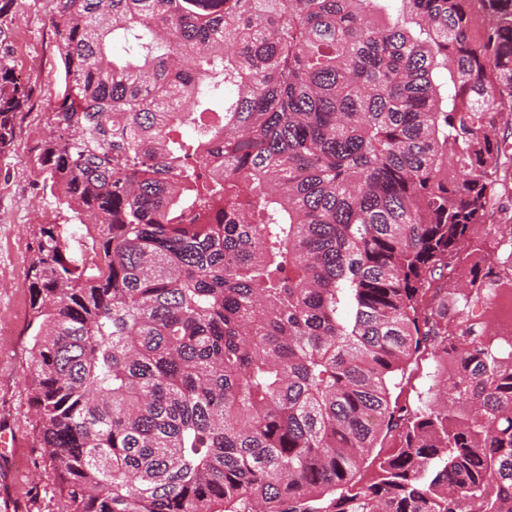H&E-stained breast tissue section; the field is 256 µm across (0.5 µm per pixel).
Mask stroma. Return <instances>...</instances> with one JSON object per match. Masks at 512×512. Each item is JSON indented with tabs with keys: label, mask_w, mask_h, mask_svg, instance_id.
<instances>
[{
	"label": "stroma",
	"mask_w": 512,
	"mask_h": 512,
	"mask_svg": "<svg viewBox=\"0 0 512 512\" xmlns=\"http://www.w3.org/2000/svg\"><path fill=\"white\" fill-rule=\"evenodd\" d=\"M50 0H13L0 12V45L9 52L20 82L27 85L16 126L13 150L0 155V322L13 331L12 343L0 345V423L14 432L20 446L0 457V512H61L62 501L42 449L33 443V409L22 384L29 360L25 329L31 318L24 288L29 247L37 225L68 222L30 171L31 148L46 125L51 92L58 89L60 56L49 23ZM435 366L423 356L398 376L401 400L418 405L434 383Z\"/></svg>",
	"instance_id": "obj_1"
}]
</instances>
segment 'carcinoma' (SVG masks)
<instances>
[{"mask_svg":"<svg viewBox=\"0 0 512 512\" xmlns=\"http://www.w3.org/2000/svg\"><path fill=\"white\" fill-rule=\"evenodd\" d=\"M52 2L31 171L89 221L38 225L26 386L63 512H512V335L474 312L512 263L472 238L512 0ZM27 96L1 52L0 154ZM427 350L448 401L411 409ZM470 264H460L455 266L452 270H444L443 276L439 279V276L432 282V288H445L441 292V297H444L446 292H453L451 288H462L465 287L471 278L469 273ZM448 289V290H446ZM435 366L427 354L417 360H411L405 368L404 375L398 374L397 387L393 397L400 394V402L406 401L415 408L419 401L427 396L428 389L434 384Z\"/></svg>","mask_w":512,"mask_h":512,"instance_id":"carcinoma-1","label":"carcinoma"}]
</instances>
